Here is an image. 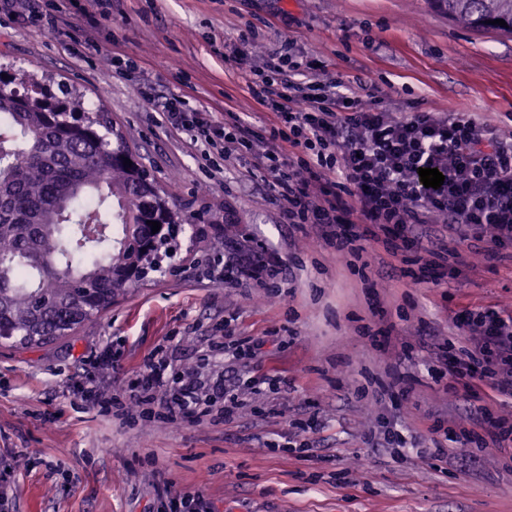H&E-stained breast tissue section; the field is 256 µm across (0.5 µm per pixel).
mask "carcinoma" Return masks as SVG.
Here are the masks:
<instances>
[{
	"label": "carcinoma",
	"mask_w": 512,
	"mask_h": 512,
	"mask_svg": "<svg viewBox=\"0 0 512 512\" xmlns=\"http://www.w3.org/2000/svg\"><path fill=\"white\" fill-rule=\"evenodd\" d=\"M427 2L463 27L512 34V0ZM28 81L17 71L0 85V126L11 131L0 138V336L39 345L159 270L181 227L201 216L169 202L123 135L108 142L100 113L67 91L62 112L30 105ZM150 221L160 223L155 234Z\"/></svg>",
	"instance_id": "obj_1"
}]
</instances>
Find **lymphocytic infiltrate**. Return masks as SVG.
Here are the masks:
<instances>
[{
    "label": "lymphocytic infiltrate",
    "mask_w": 512,
    "mask_h": 512,
    "mask_svg": "<svg viewBox=\"0 0 512 512\" xmlns=\"http://www.w3.org/2000/svg\"><path fill=\"white\" fill-rule=\"evenodd\" d=\"M248 84L278 118L265 132L232 113L219 122L186 111L177 99L166 102L164 117L189 144H207L223 157L253 155L289 226H316L340 252L379 243L395 256L420 245L417 227L440 226L425 251L438 280L456 236L473 239L475 252L488 258L512 259V139L490 123L462 112H395L385 98L365 100L344 76L320 79L316 60L297 57L289 41L254 59ZM421 167L438 169L443 185L424 187ZM458 319L470 345L450 369L448 387L464 391L469 425L449 422L431 456L447 459V442L472 435L512 460V418L489 420L486 402L490 391L512 400V315L478 307ZM226 400L223 379L201 384L153 355L128 404L143 417L148 404L159 403L163 418L175 421L210 415Z\"/></svg>",
    "instance_id": "obj_1"
}]
</instances>
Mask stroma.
<instances>
[{
  "mask_svg": "<svg viewBox=\"0 0 512 512\" xmlns=\"http://www.w3.org/2000/svg\"><path fill=\"white\" fill-rule=\"evenodd\" d=\"M49 29L0 0V71H27L106 112L141 163L181 202L223 211L182 241L167 273L131 289L74 335L0 346V463L14 476L0 512H170L196 490L216 512H512V468L491 449L448 443L454 464L369 448L365 434L397 423L434 438L464 414L444 366L422 339L468 341L454 320L471 305L512 312V260L453 248L439 286H416L415 252L376 245L336 253L312 227L284 224L252 156L207 162L162 121L166 101L237 113L256 129L276 120L251 97L244 39L283 40L329 75L360 77L395 111L465 112L512 135V35L472 30L427 0H114L102 19L87 0H32ZM121 56L136 72L112 67ZM262 264L288 268L268 278ZM255 339L253 380L284 372L290 393L242 392L233 416L164 422L116 417L148 355L175 345V366L201 382L239 367L225 337ZM100 388L97 404L82 397Z\"/></svg>",
  "mask_w": 512,
  "mask_h": 512,
  "instance_id": "1",
  "label": "stroma"
}]
</instances>
